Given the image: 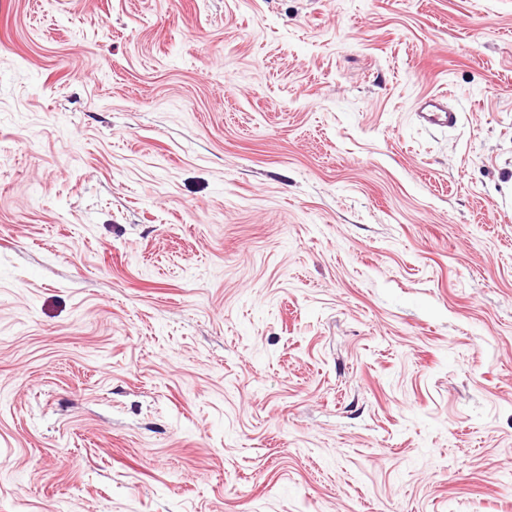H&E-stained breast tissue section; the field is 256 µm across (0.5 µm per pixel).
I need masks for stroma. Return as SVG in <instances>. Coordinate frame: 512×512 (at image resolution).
<instances>
[{"instance_id":"obj_1","label":"stroma","mask_w":512,"mask_h":512,"mask_svg":"<svg viewBox=\"0 0 512 512\" xmlns=\"http://www.w3.org/2000/svg\"><path fill=\"white\" fill-rule=\"evenodd\" d=\"M0 512H512V0H0ZM418 109L416 116L424 124L449 129L458 123V113L442 107L436 96L421 99Z\"/></svg>"}]
</instances>
